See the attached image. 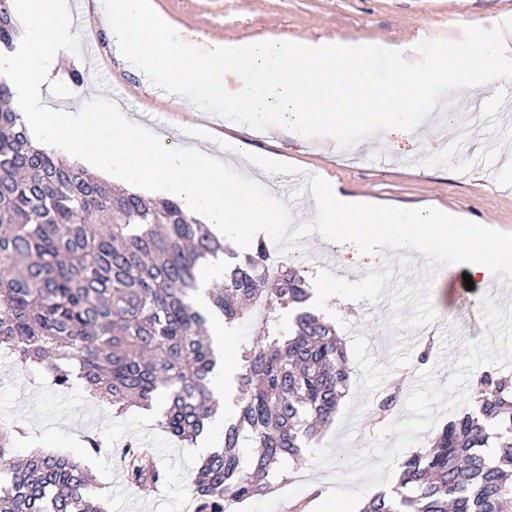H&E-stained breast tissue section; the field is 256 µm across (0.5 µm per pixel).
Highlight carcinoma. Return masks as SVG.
<instances>
[{"label":"carcinoma","instance_id":"obj_1","mask_svg":"<svg viewBox=\"0 0 512 512\" xmlns=\"http://www.w3.org/2000/svg\"><path fill=\"white\" fill-rule=\"evenodd\" d=\"M23 34L11 0H0V49ZM221 256L224 281L199 308V271ZM310 297L297 267L269 263L265 242L240 260L179 202L116 190L62 152L36 147L0 83V348L42 366L57 387L81 381L121 413L160 400L162 426L194 444L220 408L211 319L230 334L245 306L268 305L264 334L240 351L235 418L191 480L195 512H227L267 493L277 465L300 456L336 416L351 367ZM281 309L294 312L286 336L272 327ZM399 393L386 387L372 418H388ZM472 402L476 409L460 408L429 447L400 457L399 490L360 512H512V381L482 373ZM244 440L256 448L247 463ZM123 460L139 490L158 483L147 449L130 444ZM0 474V512H106L86 497L80 462L46 451L17 460L2 429Z\"/></svg>","mask_w":512,"mask_h":512}]
</instances>
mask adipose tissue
I'll list each match as a JSON object with an SVG mask.
<instances>
[{
    "label": "adipose tissue",
    "instance_id": "ef3b65f1",
    "mask_svg": "<svg viewBox=\"0 0 512 512\" xmlns=\"http://www.w3.org/2000/svg\"><path fill=\"white\" fill-rule=\"evenodd\" d=\"M19 3L26 33L13 52L0 55V74L5 75L11 103L21 110L36 143L113 171L126 186L176 198L217 233L246 247L265 238L271 225L281 224V216L253 191L252 173L225 180L224 161L209 150L207 138L195 136L170 148L150 139L128 113L90 112L76 122L44 105L52 88L50 71L68 54L72 22L59 0ZM316 222L323 241L350 237L367 249L387 242L406 257L450 253L463 261L476 281L487 280L493 266L512 270L511 239L485 225L460 224L456 214L445 208L382 206L325 181Z\"/></svg>",
    "mask_w": 512,
    "mask_h": 512
}]
</instances>
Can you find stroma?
Instances as JSON below:
<instances>
[{
  "label": "stroma",
  "mask_w": 512,
  "mask_h": 512,
  "mask_svg": "<svg viewBox=\"0 0 512 512\" xmlns=\"http://www.w3.org/2000/svg\"><path fill=\"white\" fill-rule=\"evenodd\" d=\"M182 39L210 48L215 40H258L288 35L326 39L344 45L384 42L410 50L420 36L456 40L461 28H500L512 57V0H153ZM110 70L100 73L107 92L61 82L49 103L77 104L82 112H109L122 106L132 113L154 110L147 131L174 141L183 132L222 140L224 154L252 151L281 156L289 173L275 180L256 173L255 193L269 208L287 205L291 235L269 241L273 263L297 256L305 279L354 276L352 242L310 247L316 238L313 212L301 200L307 179L318 175L342 190L389 203L441 206L465 216L468 224H492L512 239V82L499 80L482 94L474 118L457 119L473 94L449 93L452 111L437 114L441 145L420 137L389 149L386 167L375 163L377 140L366 139L342 154L325 139L298 143L287 134L275 137L195 109L190 102L176 112H156L153 94L143 87V73L120 54L111 53ZM375 268L392 277V287L370 281L334 316L353 370L350 387L334 420L304 449L300 460L283 461L264 496L232 504L229 512H317L318 500L342 496L363 502L398 484L401 454L428 447L431 439L465 403L477 376L496 371L512 376V285L499 282L466 288L464 268L453 256L408 271L389 246H375ZM435 329L433 356L419 364L423 333ZM402 384L400 403L384 422L370 416L372 401L390 379ZM155 409L130 408L122 416L92 398L82 383L53 387L36 366L0 359V426L24 428L14 453L37 450L74 456L92 473L87 490L111 495L112 512H195L191 478L199 456L160 426ZM97 438L100 450L87 448ZM138 443L153 456L162 479L151 492L132 486L121 466L125 445Z\"/></svg>",
  "instance_id": "stroma-1"
}]
</instances>
